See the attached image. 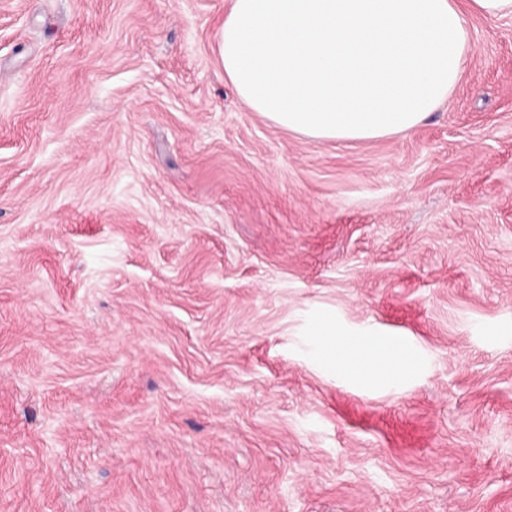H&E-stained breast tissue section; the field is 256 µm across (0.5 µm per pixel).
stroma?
Wrapping results in <instances>:
<instances>
[{
    "label": "stroma",
    "mask_w": 512,
    "mask_h": 512,
    "mask_svg": "<svg viewBox=\"0 0 512 512\" xmlns=\"http://www.w3.org/2000/svg\"><path fill=\"white\" fill-rule=\"evenodd\" d=\"M231 0H0V512H512V18L447 105L321 141ZM404 338L325 371L308 321ZM309 335L324 363L366 385L403 379L419 365L417 356L411 348L414 357L408 352L404 341L387 340L371 332L348 335L327 318L316 319Z\"/></svg>",
    "instance_id": "stroma-1"
}]
</instances>
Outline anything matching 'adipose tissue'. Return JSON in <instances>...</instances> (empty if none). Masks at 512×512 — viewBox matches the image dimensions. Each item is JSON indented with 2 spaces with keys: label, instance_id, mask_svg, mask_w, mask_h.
Masks as SVG:
<instances>
[{
  "label": "adipose tissue",
  "instance_id": "ef3b65f1",
  "mask_svg": "<svg viewBox=\"0 0 512 512\" xmlns=\"http://www.w3.org/2000/svg\"><path fill=\"white\" fill-rule=\"evenodd\" d=\"M473 50L457 0H232L224 74L274 124L317 140L410 130L448 103ZM321 359L364 384L397 381L419 360L404 341L310 328Z\"/></svg>",
  "mask_w": 512,
  "mask_h": 512
}]
</instances>
